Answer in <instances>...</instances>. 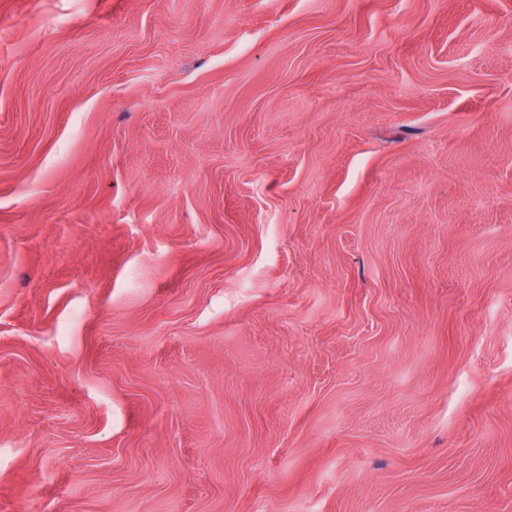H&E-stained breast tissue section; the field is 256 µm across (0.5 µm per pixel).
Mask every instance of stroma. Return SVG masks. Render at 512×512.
Returning <instances> with one entry per match:
<instances>
[{
    "mask_svg": "<svg viewBox=\"0 0 512 512\" xmlns=\"http://www.w3.org/2000/svg\"><path fill=\"white\" fill-rule=\"evenodd\" d=\"M0 512H512V0H0Z\"/></svg>",
    "mask_w": 512,
    "mask_h": 512,
    "instance_id": "1",
    "label": "stroma"
}]
</instances>
